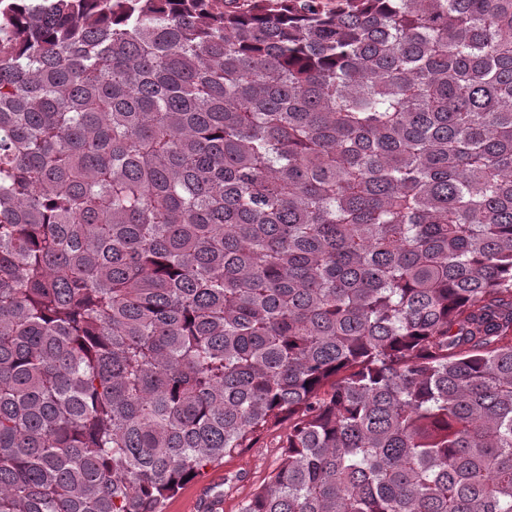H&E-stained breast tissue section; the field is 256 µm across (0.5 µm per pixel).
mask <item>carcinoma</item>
I'll list each match as a JSON object with an SVG mask.
<instances>
[{
	"mask_svg": "<svg viewBox=\"0 0 512 512\" xmlns=\"http://www.w3.org/2000/svg\"><path fill=\"white\" fill-rule=\"evenodd\" d=\"M512 512V0H0V512ZM287 432L288 423H283L263 434L253 448L225 457L222 465L208 468L164 502L162 512H206L209 508L205 502L216 490L224 493L223 507L217 512H238L241 502L263 484L279 464L282 450L279 447Z\"/></svg>",
	"mask_w": 512,
	"mask_h": 512,
	"instance_id": "1",
	"label": "carcinoma"
}]
</instances>
